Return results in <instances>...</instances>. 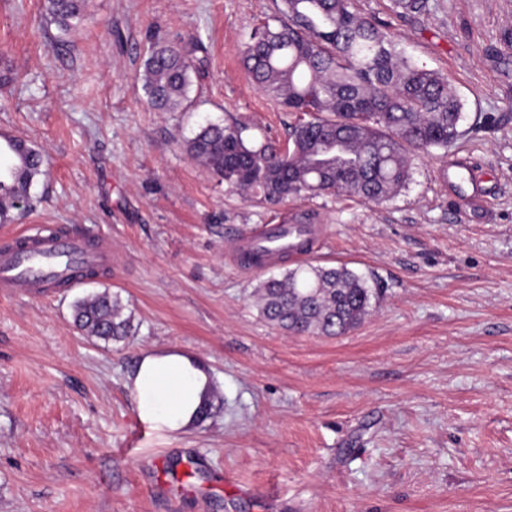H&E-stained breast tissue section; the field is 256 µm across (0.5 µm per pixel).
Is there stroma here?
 <instances>
[{
    "label": "stroma",
    "mask_w": 512,
    "mask_h": 512,
    "mask_svg": "<svg viewBox=\"0 0 512 512\" xmlns=\"http://www.w3.org/2000/svg\"><path fill=\"white\" fill-rule=\"evenodd\" d=\"M418 63L447 76L464 135L415 162L380 207L344 194L279 205L228 190L185 140L231 118L286 145L295 120L240 50L279 0H90L62 35L45 0H0V134L44 154L34 224L103 238L112 267L39 296L0 293V512H512V0H428L397 17L355 0ZM194 63L189 100L151 109L140 74L154 41ZM487 174L477 208L442 172ZM303 219L310 261L344 265L380 298L342 336L295 335L258 313L241 239ZM117 294L133 329L106 342L73 304ZM178 348L217 394L191 434L139 420L125 384L142 352Z\"/></svg>",
    "instance_id": "35a3bbf8"
}]
</instances>
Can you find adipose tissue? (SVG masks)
Listing matches in <instances>:
<instances>
[{
    "label": "adipose tissue",
    "instance_id": "ef3b65f1",
    "mask_svg": "<svg viewBox=\"0 0 512 512\" xmlns=\"http://www.w3.org/2000/svg\"><path fill=\"white\" fill-rule=\"evenodd\" d=\"M126 385L140 420L183 434L196 430L201 408L215 393L207 364L193 353L173 349L142 353Z\"/></svg>",
    "mask_w": 512,
    "mask_h": 512
}]
</instances>
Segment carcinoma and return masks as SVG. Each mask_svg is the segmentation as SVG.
Segmentation results:
<instances>
[{
  "label": "carcinoma",
  "instance_id": "cac0c4a2",
  "mask_svg": "<svg viewBox=\"0 0 512 512\" xmlns=\"http://www.w3.org/2000/svg\"><path fill=\"white\" fill-rule=\"evenodd\" d=\"M276 24L264 22L241 50L250 78L297 114L279 149L243 136L235 120L208 123L184 149L230 190L258 189L277 205L305 195L342 193L383 204L406 189L414 161L446 150L464 136V104L448 78L410 59L401 42L355 0H280ZM397 14L424 13L427 0H393ZM87 0H46V12L68 33ZM192 61L173 42H157L144 62L142 89L152 108L172 112L188 97ZM20 140L0 144V222L45 173L42 154ZM260 315L293 334L341 336L373 310L379 290L347 266L299 264L256 287ZM74 323L103 341L132 329L118 296L105 290L74 306Z\"/></svg>",
  "mask_w": 512,
  "mask_h": 512
}]
</instances>
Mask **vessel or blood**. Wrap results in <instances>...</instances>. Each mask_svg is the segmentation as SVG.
<instances>
[{"label": "vessel or blood", "instance_id": "obj_1", "mask_svg": "<svg viewBox=\"0 0 512 512\" xmlns=\"http://www.w3.org/2000/svg\"><path fill=\"white\" fill-rule=\"evenodd\" d=\"M448 179L467 181V206L482 202L485 188L470 162L460 161L445 173ZM314 230L308 224H274L264 232L244 238L242 255L251 256V269L259 270L283 252L298 253ZM112 265V252L102 244L91 243L87 237H68L46 233L35 225L0 247V293L35 295L44 288H69L82 279V267L106 269Z\"/></svg>", "mask_w": 512, "mask_h": 512}]
</instances>
